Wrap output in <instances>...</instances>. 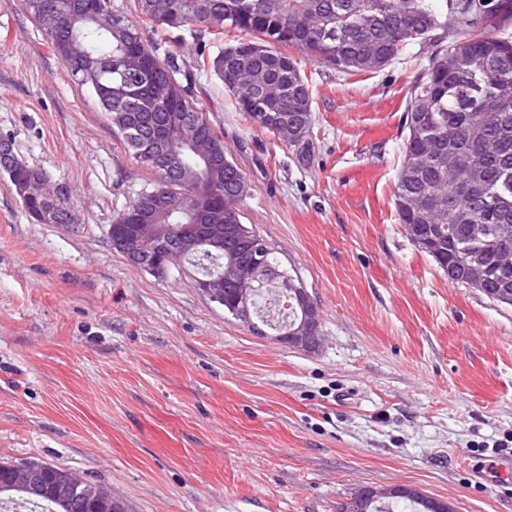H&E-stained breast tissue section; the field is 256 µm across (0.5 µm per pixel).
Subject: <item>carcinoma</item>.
<instances>
[{
	"label": "carcinoma",
	"instance_id": "carcinoma-1",
	"mask_svg": "<svg viewBox=\"0 0 512 512\" xmlns=\"http://www.w3.org/2000/svg\"><path fill=\"white\" fill-rule=\"evenodd\" d=\"M63 0H24L38 19L48 3L58 6V30L44 32L46 41L80 89L95 95L131 158L157 175L140 190L127 210L141 213L142 223L156 224L164 237L197 232L189 210H154L150 197L168 191L191 201L198 182L208 181L217 193L211 200L209 224H239L242 236L224 249L191 253L187 264L197 278L224 271L229 264L248 267L247 240L260 235L242 223L239 203L248 192L246 177L229 156L224 140L184 80L177 55L160 54L141 41L174 83L161 85L122 68L136 24L116 12L106 26L98 12L112 0H87L77 14ZM135 11L169 31L224 32L242 37L214 57L199 51L198 65L211 69L236 96L249 121L310 158L314 116L310 84L301 60H311L338 73L378 72L417 45L426 55L411 87L406 111L403 162L394 188V207L403 228L421 225L428 245L419 246L448 280L469 285V271L480 267L486 279L478 291L494 299H512V0H133ZM153 105V114H185L211 132L218 148L209 168L185 150L165 176L137 153L147 139L133 114ZM455 226L448 238V225ZM268 270L255 272L261 298L278 296Z\"/></svg>",
	"mask_w": 512,
	"mask_h": 512
}]
</instances>
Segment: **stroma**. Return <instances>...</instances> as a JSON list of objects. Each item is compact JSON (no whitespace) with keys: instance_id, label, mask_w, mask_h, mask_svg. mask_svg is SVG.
Returning a JSON list of instances; mask_svg holds the SVG:
<instances>
[{"instance_id":"1","label":"stroma","mask_w":512,"mask_h":512,"mask_svg":"<svg viewBox=\"0 0 512 512\" xmlns=\"http://www.w3.org/2000/svg\"><path fill=\"white\" fill-rule=\"evenodd\" d=\"M134 22L194 66L211 37ZM419 47L376 72L311 62V157L252 126L212 71L195 94L251 225L318 303L321 347L227 317L191 271L159 277L109 228L155 175L78 89L22 0H0V137L66 187L75 221L33 220L0 174V463L39 460L130 512H339L413 485L457 512H512V306L450 282L393 207Z\"/></svg>"}]
</instances>
